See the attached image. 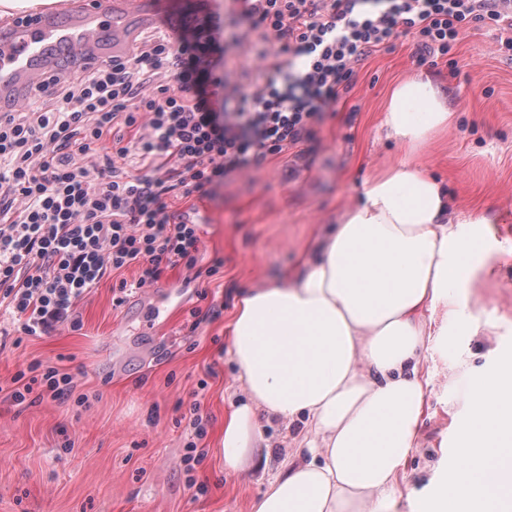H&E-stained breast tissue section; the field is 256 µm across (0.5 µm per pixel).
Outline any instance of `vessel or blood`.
<instances>
[{"label":"vessel or blood","instance_id":"1","mask_svg":"<svg viewBox=\"0 0 512 512\" xmlns=\"http://www.w3.org/2000/svg\"><path fill=\"white\" fill-rule=\"evenodd\" d=\"M161 14L178 26L200 25V14L183 16L171 0H83L76 10L62 4L14 17L0 27V113L23 111L32 90L71 61L98 64L126 53Z\"/></svg>","mask_w":512,"mask_h":512}]
</instances>
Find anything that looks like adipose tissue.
I'll use <instances>...</instances> for the list:
<instances>
[{"label":"adipose tissue","instance_id":"ef3b65f1","mask_svg":"<svg viewBox=\"0 0 512 512\" xmlns=\"http://www.w3.org/2000/svg\"><path fill=\"white\" fill-rule=\"evenodd\" d=\"M385 112L388 135L412 150L450 118L421 74L393 86ZM476 240L449 222L440 181L404 160L364 181L301 271L241 297L230 353L246 397L224 421V467L249 462L262 414L302 422L311 455L289 462L252 512H398L429 389L424 314L487 268ZM504 363L470 387L452 477L410 512H512L511 354Z\"/></svg>","mask_w":512,"mask_h":512}]
</instances>
